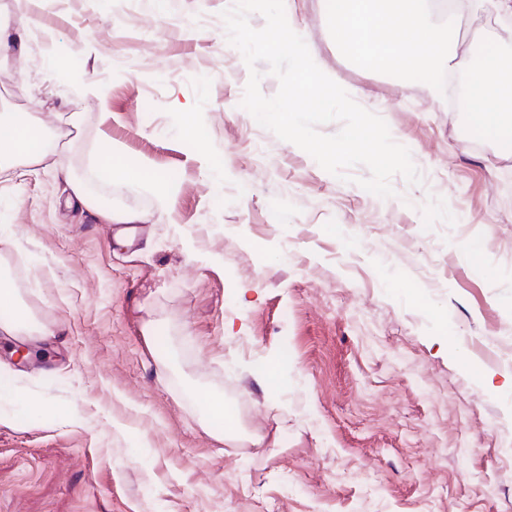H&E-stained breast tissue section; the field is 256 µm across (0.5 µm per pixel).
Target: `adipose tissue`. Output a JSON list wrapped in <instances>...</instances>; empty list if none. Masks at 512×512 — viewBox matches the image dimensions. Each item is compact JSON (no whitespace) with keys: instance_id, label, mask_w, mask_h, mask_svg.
<instances>
[{"instance_id":"obj_1","label":"adipose tissue","mask_w":512,"mask_h":512,"mask_svg":"<svg viewBox=\"0 0 512 512\" xmlns=\"http://www.w3.org/2000/svg\"><path fill=\"white\" fill-rule=\"evenodd\" d=\"M47 155L46 140L40 134L38 125L22 123L10 112L0 113V173L9 170L18 161L32 166L40 164ZM55 166L72 197L93 211L99 220L108 224L149 222L150 216L146 212L107 206L89 186L93 179L107 185L144 179L147 173L142 166L116 162L114 155L108 151L100 154L87 181L71 177L65 157H58ZM0 334L44 339L52 336L53 331L35 323L18 303L14 290L4 287L0 289Z\"/></svg>"}]
</instances>
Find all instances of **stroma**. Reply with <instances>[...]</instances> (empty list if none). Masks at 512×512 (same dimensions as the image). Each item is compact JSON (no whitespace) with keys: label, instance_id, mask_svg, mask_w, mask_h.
Here are the masks:
<instances>
[{"label":"stroma","instance_id":"stroma-1","mask_svg":"<svg viewBox=\"0 0 512 512\" xmlns=\"http://www.w3.org/2000/svg\"><path fill=\"white\" fill-rule=\"evenodd\" d=\"M234 3L0 0L29 35L0 53V101L49 128L79 113L75 176L112 145L167 180L104 188L154 214L122 245L51 162L0 175V265L58 332L0 335L24 402L0 401V512H512V159L431 86L346 60L323 0H284L423 178L387 199L366 167L340 180L242 108ZM204 392L262 447L207 430Z\"/></svg>","mask_w":512,"mask_h":512}]
</instances>
